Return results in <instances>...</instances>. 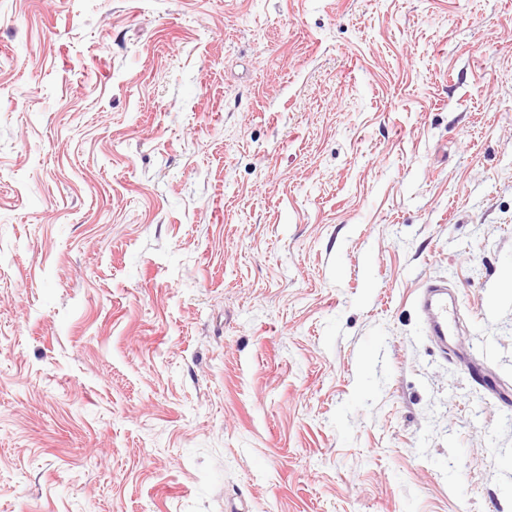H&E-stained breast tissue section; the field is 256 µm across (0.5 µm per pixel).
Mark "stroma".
I'll return each instance as SVG.
<instances>
[{
    "label": "stroma",
    "mask_w": 512,
    "mask_h": 512,
    "mask_svg": "<svg viewBox=\"0 0 512 512\" xmlns=\"http://www.w3.org/2000/svg\"><path fill=\"white\" fill-rule=\"evenodd\" d=\"M0 512H512V0H0ZM438 284L427 285L422 292L423 306L427 314L429 332L437 342L445 347L456 343V319L453 308L448 307V299L441 297Z\"/></svg>",
    "instance_id": "35a3bbf8"
}]
</instances>
